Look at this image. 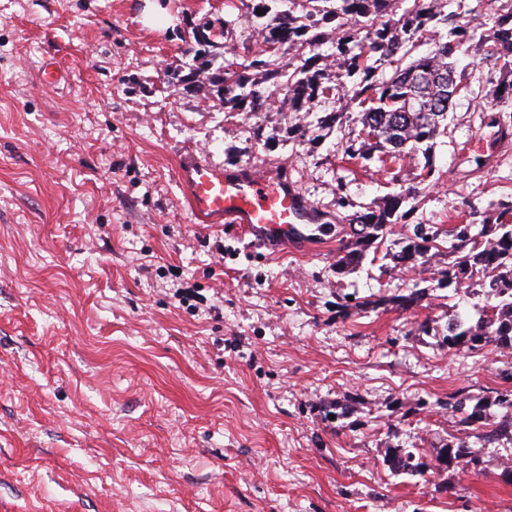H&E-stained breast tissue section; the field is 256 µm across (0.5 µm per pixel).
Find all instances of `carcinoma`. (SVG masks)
<instances>
[{"mask_svg":"<svg viewBox=\"0 0 512 512\" xmlns=\"http://www.w3.org/2000/svg\"><path fill=\"white\" fill-rule=\"evenodd\" d=\"M454 2L461 0H413L400 15L399 0H241V6L275 50L286 45L302 52L331 43L346 78L344 96L361 107L364 139L395 159L433 141L448 118L450 96L467 88L453 58L474 48L483 59L512 67V11L488 15L482 24L472 26L461 20L460 12L449 9ZM259 9L263 14H257ZM422 41L433 42L434 49L403 63L408 47ZM205 57L212 70L211 83L224 95L226 112L261 110L270 86H287L291 112H301L337 90L303 58L288 69L259 52L240 64L215 51L213 44ZM383 64L391 65L393 73L377 83L373 73ZM495 96L500 111L512 108V80L498 85ZM413 195L411 187L389 196L382 207L356 216L344 246L346 266H359L366 248L384 237L391 225L410 221L413 208L405 204ZM448 243V266L439 271L438 285L456 292L475 276L484 281L478 319L448 320V349L476 352L491 344L512 350V201L499 202L495 221L483 219L476 234L469 224L452 225ZM473 400V394L461 388L448 397V409L465 428L480 423L472 437L481 447L498 442L506 433L512 435L511 388L495 391L490 400V405L504 410L497 422L478 403L468 408ZM442 461L448 468L476 470L482 456L467 439L450 435ZM394 467L411 475L423 473L410 454L395 453Z\"/></svg>","mask_w":512,"mask_h":512,"instance_id":"carcinoma-1","label":"carcinoma"}]
</instances>
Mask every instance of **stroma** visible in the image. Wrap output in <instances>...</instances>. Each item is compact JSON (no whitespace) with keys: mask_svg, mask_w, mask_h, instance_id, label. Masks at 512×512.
<instances>
[{"mask_svg":"<svg viewBox=\"0 0 512 512\" xmlns=\"http://www.w3.org/2000/svg\"><path fill=\"white\" fill-rule=\"evenodd\" d=\"M204 25L262 40L229 0H0V512H512V439L481 472L438 464L461 430L449 393L503 387L512 361L449 352V319L483 298L432 284L467 203L512 198V141L479 148L512 124L493 110L505 71L459 57L446 133L385 164L358 107L328 131L327 100L292 112L274 87L265 111L228 112L207 80L172 82ZM191 150L296 182L323 239L197 223L176 175ZM411 185L414 225L341 268L352 216ZM418 225L434 242L397 263ZM417 284L416 306L377 302Z\"/></svg>","mask_w":512,"mask_h":512,"instance_id":"stroma-1","label":"stroma"}]
</instances>
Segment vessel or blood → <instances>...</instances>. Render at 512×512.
<instances>
[{
    "label": "vessel or blood",
    "mask_w": 512,
    "mask_h": 512,
    "mask_svg": "<svg viewBox=\"0 0 512 512\" xmlns=\"http://www.w3.org/2000/svg\"><path fill=\"white\" fill-rule=\"evenodd\" d=\"M178 178L195 217L205 224H236L260 244L319 239L324 216L285 179L246 167L233 174L206 156L186 154Z\"/></svg>",
    "instance_id": "b4317fda"
}]
</instances>
